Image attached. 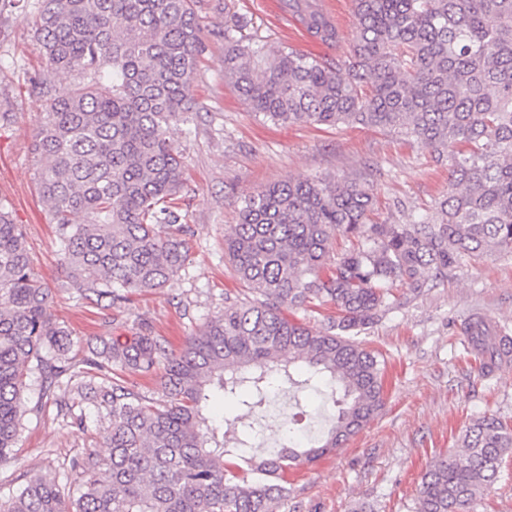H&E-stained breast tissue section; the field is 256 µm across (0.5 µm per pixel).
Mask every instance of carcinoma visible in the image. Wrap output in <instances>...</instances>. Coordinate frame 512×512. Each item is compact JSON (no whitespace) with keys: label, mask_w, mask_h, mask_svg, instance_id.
Returning a JSON list of instances; mask_svg holds the SVG:
<instances>
[{"label":"carcinoma","mask_w":512,"mask_h":512,"mask_svg":"<svg viewBox=\"0 0 512 512\" xmlns=\"http://www.w3.org/2000/svg\"><path fill=\"white\" fill-rule=\"evenodd\" d=\"M195 0H0L33 10L50 65L82 80L48 107L33 154L37 187L56 225L70 284L99 309L122 307L164 287L190 262L181 151L173 126L195 110L202 52ZM310 29L338 33L312 6ZM358 37L336 67L243 34L224 4V81L249 111L274 124L361 125L396 133L448 167V193L433 214L370 224L372 186L347 176L288 179L244 198L224 253L252 298L227 296L224 311L178 353L161 336L105 342L71 355L72 333L51 314L53 294L35 269L23 225L0 199V466L17 461L37 372L39 395L83 421L93 408L111 452L71 461L81 484L66 490L25 473L0 512H275L286 475L342 448L383 409L385 363L352 340L394 305L391 288L414 296L470 261L512 252V0H354ZM357 239L325 267L336 234ZM337 316L314 330L286 312L313 302ZM478 370L512 362V335L482 316L463 327ZM165 365L158 397L120 377ZM318 379L338 414L321 445L281 426L282 446L233 472L254 426L226 438L206 415L212 398L246 418L279 388ZM512 455V423L470 424L462 452L422 476L415 512H469Z\"/></svg>","instance_id":"obj_1"}]
</instances>
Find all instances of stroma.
<instances>
[{"label":"stroma","instance_id":"35a3bbf8","mask_svg":"<svg viewBox=\"0 0 512 512\" xmlns=\"http://www.w3.org/2000/svg\"><path fill=\"white\" fill-rule=\"evenodd\" d=\"M244 15L247 35L275 48H297L288 25V0H231ZM197 16L202 51L194 80L196 110L171 136L187 179L183 208L194 235L191 261L165 288L135 296L122 308L101 310L82 299L64 272L46 203L37 192L38 164L31 152L47 102L32 81L65 94L70 77L49 66L33 12L0 11V199L24 225L36 267L54 293L52 314L73 333L74 354L102 340L141 334L164 337L179 351L239 295L224 255V236L243 198L288 178L345 175L373 184L370 218L405 222L431 209L448 190V171L394 133L357 126L275 125L249 112L224 82V12L208 0ZM512 332V253L497 252L459 269L421 296H402L357 340L387 362L386 400L380 414L341 450L288 473V495L277 512H414L418 485L440 457L460 451L466 427L495 415L512 422V365L483 377L461 333L474 316ZM281 418L261 420L275 438L281 419L298 417V431L321 437L335 409L326 387L278 393ZM30 410L17 448L18 462L0 469V498L16 494L26 470L48 472L63 488L79 482L71 458L93 449L107 454L106 432L87 413L83 424L58 415L53 399L30 390Z\"/></svg>","mask_w":512,"mask_h":512}]
</instances>
